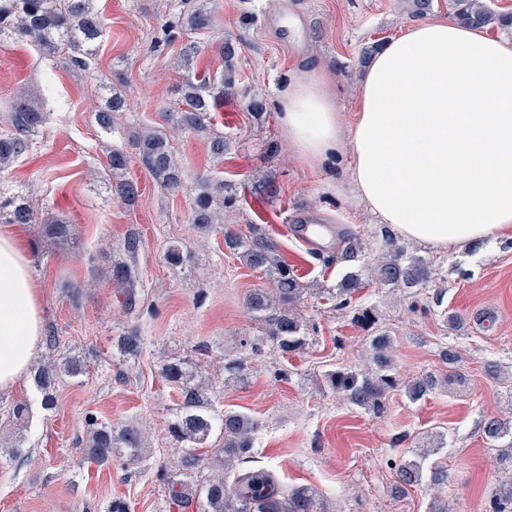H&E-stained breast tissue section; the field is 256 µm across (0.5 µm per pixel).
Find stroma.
I'll return each mask as SVG.
<instances>
[{
    "label": "stroma",
    "instance_id": "35a3bbf8",
    "mask_svg": "<svg viewBox=\"0 0 512 512\" xmlns=\"http://www.w3.org/2000/svg\"><path fill=\"white\" fill-rule=\"evenodd\" d=\"M172 2L94 0L106 32L86 72L51 67L25 42L0 47V121L22 89L46 114L7 176L37 212L36 223L24 229L25 248L42 293L44 329L55 336L42 342L34 363L67 352L89 365L87 375L60 379L49 409L33 377L0 391V512H104L115 497L125 498L131 512H174L157 478L181 455L167 434L178 393L160 375L174 357L195 362L210 379L218 410L262 422L241 470L265 467L285 486L312 487L327 512H427V488L392 495L391 463L429 449L433 460L448 465L449 512H486L499 470L483 425L491 417L512 423L505 392L512 384V242L448 252L406 241L409 254L430 263L435 280L416 291L369 284L352 301L353 309L370 312L372 323L364 326L315 294L340 279L343 266L331 260L338 238L313 250L292 231L307 218L362 231L370 246L362 260L373 263L385 227L353 193L349 155L334 167L310 168L293 153L276 112L281 89L307 57L332 73L337 104L352 121L361 51L412 24L408 0H209L213 27L201 38L196 70L221 73L219 48L230 38L240 44V80L218 107L211 131L173 139L184 181L174 195L156 185L134 145L181 97L185 75L173 64L177 48L159 41L161 27L175 16ZM245 12L252 24L241 22ZM113 82L126 103L107 131L96 113ZM255 94L267 101L260 117L247 109ZM215 135L233 144L220 162L209 150ZM115 148L128 155V175L139 185L131 203L111 188L108 156ZM206 171L237 188L225 223L242 230L260 225L312 287L301 305L309 336L303 351L285 356L267 347L250 355L246 342L256 337L257 324L245 298L270 281L225 251L221 233L191 224L196 178ZM271 171L277 196L250 194L252 182ZM55 220L72 225L71 240L40 246L43 224ZM132 234L142 245L137 304L128 309L108 270ZM174 240L187 254L178 266L165 259ZM452 313L464 317L460 329H449ZM134 327L145 338L143 351L120 358L117 339ZM384 331L393 336L397 385L385 412L374 415L344 403L323 376L339 367L374 369L370 339ZM446 350L457 355L453 369L461 382L446 379ZM242 356L248 359L244 379L231 381L224 364ZM490 363L501 379L489 377ZM426 374L437 377L436 389L410 400L406 383ZM19 403L26 406L20 417L13 413ZM90 415L141 432L146 461L134 468L91 463L85 451ZM18 445L22 454L11 456Z\"/></svg>",
    "mask_w": 512,
    "mask_h": 512
}]
</instances>
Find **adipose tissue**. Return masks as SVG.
<instances>
[{"mask_svg": "<svg viewBox=\"0 0 512 512\" xmlns=\"http://www.w3.org/2000/svg\"><path fill=\"white\" fill-rule=\"evenodd\" d=\"M331 75L308 64L279 97V124L313 168L339 151L359 198L401 237L448 251L512 238V41L428 18L385 41L344 124ZM22 230L0 228V390L32 366L41 292Z\"/></svg>", "mask_w": 512, "mask_h": 512, "instance_id": "1", "label": "adipose tissue"}]
</instances>
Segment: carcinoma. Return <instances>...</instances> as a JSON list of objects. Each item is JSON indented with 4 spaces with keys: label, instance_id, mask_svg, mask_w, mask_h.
<instances>
[{
    "label": "carcinoma",
    "instance_id": "carcinoma-1",
    "mask_svg": "<svg viewBox=\"0 0 512 512\" xmlns=\"http://www.w3.org/2000/svg\"><path fill=\"white\" fill-rule=\"evenodd\" d=\"M456 20L469 26L484 27L498 23L512 27V14H499L484 5L481 0H448ZM211 13L204 3L181 0L177 21L163 31V41L171 42L175 34L198 33L210 29ZM105 27L94 12L92 0H0V46L6 38H23L36 46L53 65L68 69L87 70L92 56L101 42ZM200 46L193 40L181 43L177 66L187 73L182 94L183 108L166 115V122L180 131L204 132L212 125L214 109L225 94L236 88L238 70L236 59L238 45L226 40L220 55L223 71L220 79L213 82L193 75L194 58ZM125 99L117 92L105 101L98 112L101 128L112 127V114L124 111ZM46 115L35 109L26 95H19L7 114L8 129L0 132V173L25 154L30 137L44 123ZM141 163L153 180L165 191L176 193L182 189L180 166L172 150L170 138L162 129H150L136 141ZM109 167L116 178L118 196L132 202L138 196V184L126 177L127 156L120 148L112 149ZM198 192L194 197L191 222L210 227L219 221L215 205L218 201L232 207L237 201L230 185L203 173L197 178ZM35 222L31 203L21 197L0 198V223L32 224ZM224 246L251 270L260 271L272 283L270 288H257L250 292L245 304L258 323L261 335L250 342L252 353L268 345L272 349L290 355L305 349L308 344L305 324L299 306L305 288L293 268L283 261L277 243L254 224L248 234H242L233 225H223ZM43 237L53 244L70 239V225L47 224ZM342 248L336 254V262L345 264L344 273L336 290H328L326 299L334 302V308L344 310L351 306L355 294L373 279L384 285L398 288H426L432 281V270L423 258L410 255L405 247L397 244L390 232H385L381 260L373 267L368 279L355 262L364 251L362 239L354 232L341 234ZM141 240L128 236L123 244V257L112 262L109 277L124 288V305H136L135 270L136 257ZM144 337L136 329L119 340V352L127 358L135 357L143 349ZM372 347L381 374L374 377L350 369H338L327 374V386L347 404L368 412L384 411L387 395L395 385L387 374L391 367L392 341L381 334L373 337ZM85 371L84 363L66 353L52 364L38 369L34 382L42 394V404L54 405L53 388L58 374L78 376ZM166 382L175 386L179 401L174 419L168 431L175 444L182 448L178 472L162 475L163 485L173 505L192 512H322L316 494L311 488L297 486L283 489L273 471L248 470L239 473L234 462L248 458L254 449L256 434L261 424L254 418L234 411H219L214 407L209 384L195 379L190 362L178 360L163 368ZM436 385L435 378L426 376L408 382L407 393L418 400ZM90 427L88 455L99 465L112 458H122L125 464L144 461L143 437L130 428H116L89 416ZM485 438L497 446L496 456L504 477L495 486L491 496L492 512H512V441L506 445L500 441L512 438V427L497 419H489L484 427ZM224 440V447L208 453L211 436ZM212 455L214 462L224 472L204 476L201 474L204 456ZM396 479L392 492L404 494L409 489L426 484L434 489L427 512H448V496L442 489L448 487V468L425 460H399L394 462Z\"/></svg>",
    "mask_w": 512,
    "mask_h": 512
}]
</instances>
